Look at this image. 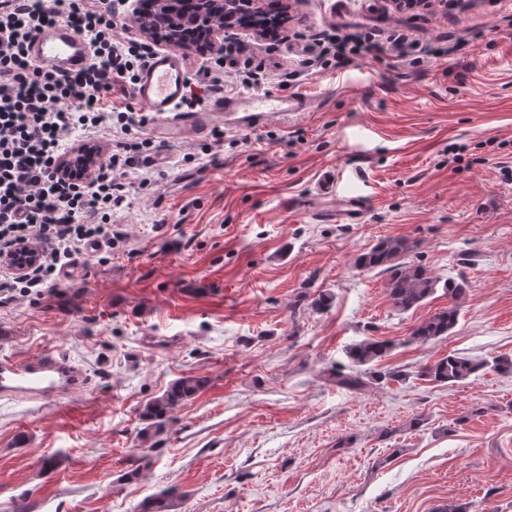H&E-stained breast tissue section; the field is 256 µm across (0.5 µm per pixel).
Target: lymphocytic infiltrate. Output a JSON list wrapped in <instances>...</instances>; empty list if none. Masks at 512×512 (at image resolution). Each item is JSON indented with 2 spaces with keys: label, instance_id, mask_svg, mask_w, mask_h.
<instances>
[{
  "label": "lymphocytic infiltrate",
  "instance_id": "f902f5d3",
  "mask_svg": "<svg viewBox=\"0 0 512 512\" xmlns=\"http://www.w3.org/2000/svg\"><path fill=\"white\" fill-rule=\"evenodd\" d=\"M63 23L88 39L90 64L62 75L35 62L29 40ZM111 14L97 0H0V255L36 245L39 263L18 274L0 264V306L38 297L86 244L112 238L114 211L128 206L127 175L151 147L145 113L107 107L115 87L135 84L151 48L118 39ZM339 68L386 54L361 34L330 36L326 48ZM107 139L111 152L92 178L61 172L74 133Z\"/></svg>",
  "mask_w": 512,
  "mask_h": 512
}]
</instances>
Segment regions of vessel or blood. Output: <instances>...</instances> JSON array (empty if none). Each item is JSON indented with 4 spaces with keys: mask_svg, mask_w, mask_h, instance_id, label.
<instances>
[{
    "mask_svg": "<svg viewBox=\"0 0 512 512\" xmlns=\"http://www.w3.org/2000/svg\"><path fill=\"white\" fill-rule=\"evenodd\" d=\"M29 55L57 71L75 74L91 61L87 40L70 27L55 25L40 31L28 45ZM190 81L178 55L169 51L154 54L134 86V98L155 122L188 128L197 136H207L211 115H220L235 129L260 125L291 112H306L310 100L301 94L256 92L212 97L206 108H184ZM323 196L336 200V220L341 224L358 221L365 209L360 196L341 192L335 176H326L319 186ZM86 372L69 357L47 352L36 358L0 356V400L42 407L61 402L86 386Z\"/></svg>",
    "mask_w": 512,
    "mask_h": 512,
    "instance_id": "b4317fda",
    "label": "vessel or blood"
}]
</instances>
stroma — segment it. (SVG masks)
<instances>
[{
	"instance_id": "stroma-1",
	"label": "stroma",
	"mask_w": 512,
	"mask_h": 512,
	"mask_svg": "<svg viewBox=\"0 0 512 512\" xmlns=\"http://www.w3.org/2000/svg\"><path fill=\"white\" fill-rule=\"evenodd\" d=\"M288 4L279 38L235 34L263 64L261 91L301 71L289 90L313 109L156 144L169 162L130 173L152 184L114 214L121 241L0 307V355L60 352L89 375L39 411L0 403V512H141L164 490L175 512H512V374L416 376L451 353L512 356V0ZM352 31L448 56L305 66L323 34ZM329 170L366 197L361 223L318 197ZM386 237L466 280L448 337L408 341L447 295L400 312L388 273L356 269ZM367 336L395 341L379 369L402 380L336 386L329 370ZM190 375L205 387L137 469L143 405Z\"/></svg>"
}]
</instances>
